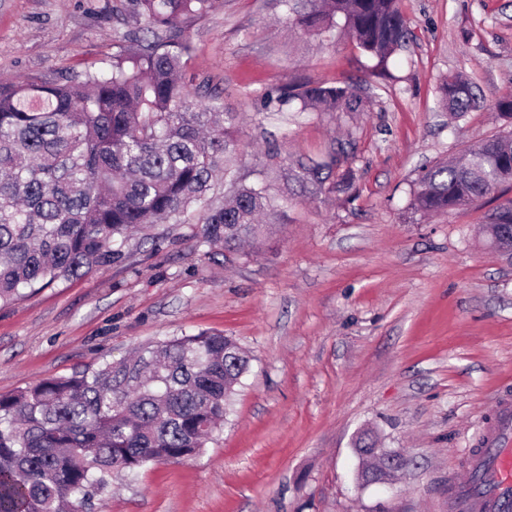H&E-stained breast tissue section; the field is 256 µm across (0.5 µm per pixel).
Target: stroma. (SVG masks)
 Returning <instances> with one entry per match:
<instances>
[{"label": "stroma", "instance_id": "1", "mask_svg": "<svg viewBox=\"0 0 512 512\" xmlns=\"http://www.w3.org/2000/svg\"><path fill=\"white\" fill-rule=\"evenodd\" d=\"M124 0H0V79H68L112 62ZM409 42L386 71L346 37L310 38L279 0H218L192 28L191 87L240 116L244 169L345 145L356 197L288 207L256 252L155 226L126 259L0 307V394L172 336L217 331L250 356L204 453L114 478L88 512H448V482L512 391V262L481 233L512 184L449 215L410 209L423 168L512 130V0H401ZM483 100L450 118L441 82ZM363 84L361 112H265L266 88ZM403 449L392 484L360 485L356 440Z\"/></svg>", "mask_w": 512, "mask_h": 512}]
</instances>
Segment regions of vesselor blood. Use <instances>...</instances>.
Returning a JSON list of instances; mask_svg holds the SVG:
<instances>
[{"label": "vessel or blood", "mask_w": 512, "mask_h": 512, "mask_svg": "<svg viewBox=\"0 0 512 512\" xmlns=\"http://www.w3.org/2000/svg\"><path fill=\"white\" fill-rule=\"evenodd\" d=\"M448 512H512V400H498L482 447L448 495Z\"/></svg>", "instance_id": "1"}]
</instances>
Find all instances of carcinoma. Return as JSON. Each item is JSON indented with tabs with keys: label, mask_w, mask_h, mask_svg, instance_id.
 <instances>
[{
	"label": "carcinoma",
	"mask_w": 512,
	"mask_h": 512,
	"mask_svg": "<svg viewBox=\"0 0 512 512\" xmlns=\"http://www.w3.org/2000/svg\"><path fill=\"white\" fill-rule=\"evenodd\" d=\"M217 0H129L109 70L66 81L0 80V305L123 261L131 238L197 213L198 243L233 252L284 222L288 203L353 195L344 149L266 151L241 172L239 118L182 78L190 29ZM305 34L349 37L385 68L408 39L398 0H280ZM454 118L479 103L467 80L440 87ZM357 82H301L264 94L280 112H355ZM282 184L270 191L269 180ZM512 182V131L424 170L412 206L447 214ZM489 224L512 225V199ZM250 357L220 332L174 336L117 363L0 394V512H84L114 474L203 453L230 413Z\"/></svg>",
	"instance_id": "obj_1"
}]
</instances>
